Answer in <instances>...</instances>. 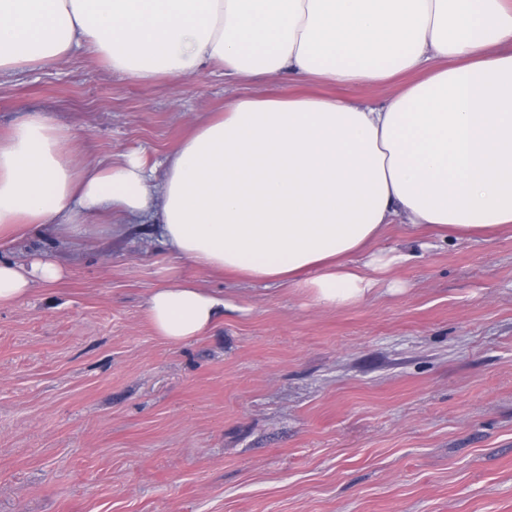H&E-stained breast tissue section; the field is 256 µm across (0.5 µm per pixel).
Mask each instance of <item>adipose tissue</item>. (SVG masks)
Segmentation results:
<instances>
[{"instance_id":"obj_1","label":"adipose tissue","mask_w":512,"mask_h":512,"mask_svg":"<svg viewBox=\"0 0 512 512\" xmlns=\"http://www.w3.org/2000/svg\"><path fill=\"white\" fill-rule=\"evenodd\" d=\"M79 51L145 85L208 65L295 89L229 100L158 162L75 164L68 130L27 113L0 138V243L147 217L182 262L339 308L412 260L372 251L390 225L512 228V0H0V77ZM314 81L393 92L372 105ZM62 275L44 255L0 260V305ZM224 307L187 281L146 301L172 344Z\"/></svg>"}]
</instances>
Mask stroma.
<instances>
[{"label": "stroma", "mask_w": 512, "mask_h": 512, "mask_svg": "<svg viewBox=\"0 0 512 512\" xmlns=\"http://www.w3.org/2000/svg\"><path fill=\"white\" fill-rule=\"evenodd\" d=\"M241 91L76 54L0 81V134L43 112L77 163L157 157ZM380 245L417 251L403 290L339 309L183 265L141 220L1 245L67 275L0 307V512H512V231ZM183 280L226 307L173 345L146 301Z\"/></svg>", "instance_id": "1"}]
</instances>
